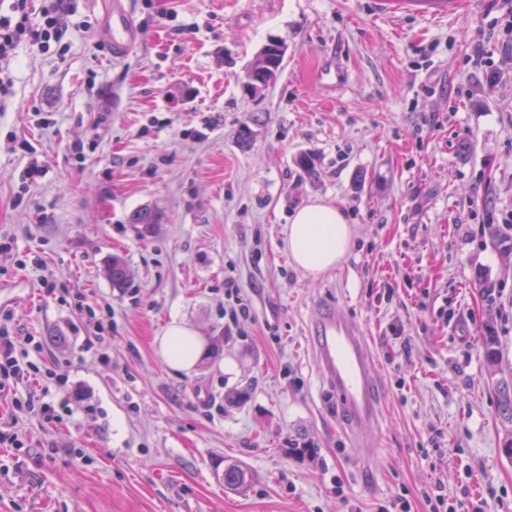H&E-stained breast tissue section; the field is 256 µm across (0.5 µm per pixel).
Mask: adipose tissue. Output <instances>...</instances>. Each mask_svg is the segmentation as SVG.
Wrapping results in <instances>:
<instances>
[{"label":"adipose tissue","mask_w":512,"mask_h":512,"mask_svg":"<svg viewBox=\"0 0 512 512\" xmlns=\"http://www.w3.org/2000/svg\"><path fill=\"white\" fill-rule=\"evenodd\" d=\"M356 235L339 205L320 198L296 209L286 231V247L294 266L310 279L333 271L348 255ZM157 353L172 371H190L204 354L198 332L181 320H172L155 339Z\"/></svg>","instance_id":"obj_1"}]
</instances>
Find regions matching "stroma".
I'll return each instance as SVG.
<instances>
[{"label":"stroma","mask_w":512,"mask_h":512,"mask_svg":"<svg viewBox=\"0 0 512 512\" xmlns=\"http://www.w3.org/2000/svg\"><path fill=\"white\" fill-rule=\"evenodd\" d=\"M129 8L142 39L123 59L105 53L100 0H79L65 58L20 46L0 112V314L41 341L29 358L58 414L0 396L19 439L0 445V512H380L398 497L424 512L435 481L512 512L482 345L494 328L512 370V244L487 226L512 211V5L436 20L399 0ZM272 41L281 70L250 91ZM34 158L47 174L20 192ZM312 198L356 228L316 281L285 246ZM144 207L157 223H131ZM323 306L376 363L380 416L360 444L315 358ZM176 317L208 342L188 374L154 347ZM231 462L246 490L225 487Z\"/></svg>","instance_id":"stroma-1"}]
</instances>
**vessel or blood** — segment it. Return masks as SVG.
<instances>
[{
	"label": "vessel or blood",
	"mask_w": 512,
	"mask_h": 512,
	"mask_svg": "<svg viewBox=\"0 0 512 512\" xmlns=\"http://www.w3.org/2000/svg\"><path fill=\"white\" fill-rule=\"evenodd\" d=\"M413 11L429 16L460 12L463 0H403ZM100 35L113 59H121L138 43L141 33L133 24L127 0H104ZM317 361L333 387L351 431L372 427L379 415L375 373L364 336L344 315L322 308L315 322Z\"/></svg>",
	"instance_id": "obj_1"
}]
</instances>
